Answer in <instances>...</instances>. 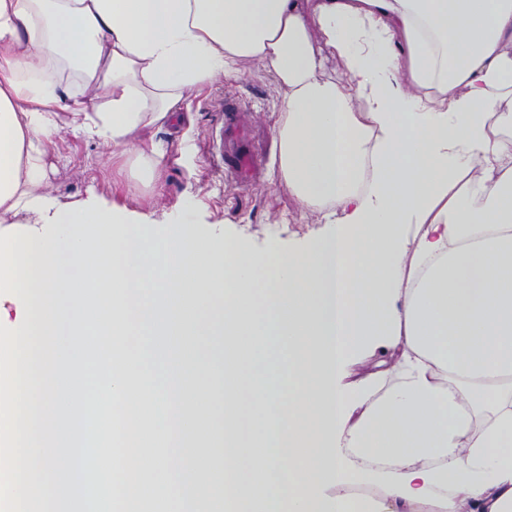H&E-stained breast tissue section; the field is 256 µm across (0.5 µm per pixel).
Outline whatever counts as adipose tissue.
Here are the masks:
<instances>
[{
	"instance_id": "obj_1",
	"label": "adipose tissue",
	"mask_w": 512,
	"mask_h": 512,
	"mask_svg": "<svg viewBox=\"0 0 512 512\" xmlns=\"http://www.w3.org/2000/svg\"><path fill=\"white\" fill-rule=\"evenodd\" d=\"M246 60L333 234L257 257L43 189L63 120L158 181L141 133ZM7 215L20 432L115 414L124 356L167 512H512V0H0ZM384 339L390 374L343 384Z\"/></svg>"
}]
</instances>
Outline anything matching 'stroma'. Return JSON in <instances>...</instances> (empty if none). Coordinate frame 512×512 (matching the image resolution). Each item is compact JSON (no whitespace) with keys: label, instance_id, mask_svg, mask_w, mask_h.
I'll list each match as a JSON object with an SVG mask.
<instances>
[{"label":"stroma","instance_id":"35a3bbf8","mask_svg":"<svg viewBox=\"0 0 512 512\" xmlns=\"http://www.w3.org/2000/svg\"><path fill=\"white\" fill-rule=\"evenodd\" d=\"M285 95V88L256 62L244 63L237 76L218 78L192 98L179 123L146 131L145 141L164 150V179L158 185L147 184L134 167L120 171L105 164L109 148L102 141L60 131L46 157L47 187L66 201L91 192L109 196L168 224L190 219L257 256L302 249L333 228L321 223L318 213L301 211L279 174L275 133ZM227 102L238 103L243 111L261 163L256 181L227 177L212 147Z\"/></svg>","mask_w":512,"mask_h":512}]
</instances>
